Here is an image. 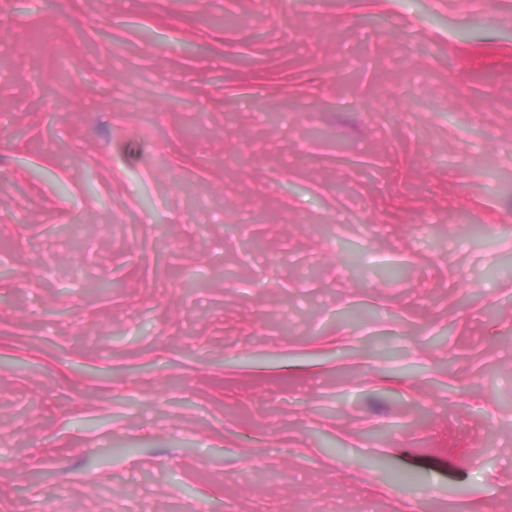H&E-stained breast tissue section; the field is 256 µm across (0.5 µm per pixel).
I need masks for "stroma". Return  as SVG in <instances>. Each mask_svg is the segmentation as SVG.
Segmentation results:
<instances>
[{
  "label": "stroma",
  "instance_id": "obj_1",
  "mask_svg": "<svg viewBox=\"0 0 512 512\" xmlns=\"http://www.w3.org/2000/svg\"><path fill=\"white\" fill-rule=\"evenodd\" d=\"M0 512H512V0H0Z\"/></svg>",
  "mask_w": 512,
  "mask_h": 512
}]
</instances>
